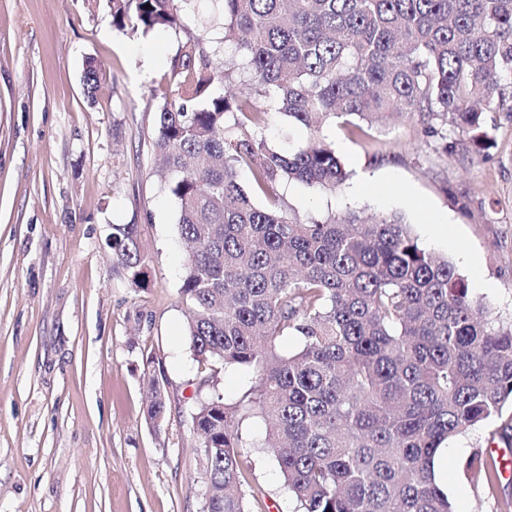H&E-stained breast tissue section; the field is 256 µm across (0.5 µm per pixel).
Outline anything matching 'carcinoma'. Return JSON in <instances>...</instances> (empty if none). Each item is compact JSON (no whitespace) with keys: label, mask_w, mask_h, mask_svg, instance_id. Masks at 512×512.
Instances as JSON below:
<instances>
[{"label":"carcinoma","mask_w":512,"mask_h":512,"mask_svg":"<svg viewBox=\"0 0 512 512\" xmlns=\"http://www.w3.org/2000/svg\"><path fill=\"white\" fill-rule=\"evenodd\" d=\"M95 2L113 29L134 36L184 29L194 0ZM221 2L234 57L220 69L204 38L180 44L152 140L157 172L179 203L177 234L190 247L180 289L190 351L200 363L254 374L246 403L215 393L191 412L206 512H248L247 446L274 452L298 512H454L434 458L512 403V321L474 297L402 216L302 218L278 186L344 184L346 169L322 136L343 117L427 115L487 156L494 138L484 114L512 86V0ZM106 79L86 63L88 100ZM236 81L248 92L222 90ZM277 114L287 120L280 144L243 133ZM294 128L309 132L305 145L293 143ZM111 249L146 287L138 225H112ZM289 336L300 346L284 355ZM157 383L152 423L167 410ZM254 414L266 425L259 445L241 432ZM467 467L497 477L492 456Z\"/></svg>","instance_id":"carcinoma-1"}]
</instances>
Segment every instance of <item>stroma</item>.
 <instances>
[{
	"label": "stroma",
	"instance_id": "1",
	"mask_svg": "<svg viewBox=\"0 0 512 512\" xmlns=\"http://www.w3.org/2000/svg\"><path fill=\"white\" fill-rule=\"evenodd\" d=\"M224 44L213 0L184 30L128 36L90 0H0V512H204L203 456L190 413L211 393L245 400L244 369L202 375L186 338L178 204L154 173L157 93L180 41ZM109 72L95 101L87 59ZM485 121L495 145L474 155L458 131L391 117L323 133L349 178L333 193L282 189L303 215L396 213L447 256L478 299L512 318V88ZM454 152H447L448 142ZM139 227L149 285L132 286L106 239ZM163 385L160 428L146 420L151 379ZM512 408L450 441L447 493L456 512H512V480L467 473L490 453ZM251 512H296L271 453L254 447Z\"/></svg>",
	"mask_w": 512,
	"mask_h": 512
}]
</instances>
